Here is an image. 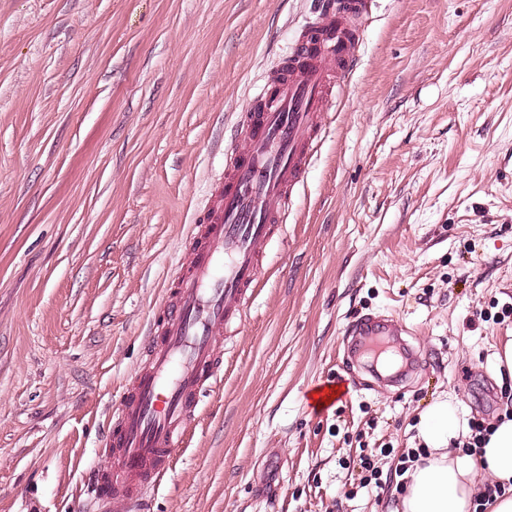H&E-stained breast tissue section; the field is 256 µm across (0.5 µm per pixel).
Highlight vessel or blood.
Segmentation results:
<instances>
[{
    "instance_id": "vessel-or-blood-1",
    "label": "vessel or blood",
    "mask_w": 512,
    "mask_h": 512,
    "mask_svg": "<svg viewBox=\"0 0 512 512\" xmlns=\"http://www.w3.org/2000/svg\"><path fill=\"white\" fill-rule=\"evenodd\" d=\"M371 0L327 5L294 39L238 121L224 153V175L207 195L206 212L185 241L187 262L177 287L153 321L144 358L112 412L108 458L94 469L98 504H139L171 467L173 451L196 420L203 397L224 365V332L240 324L263 260L321 141L337 88L345 87L364 39L356 20ZM355 349L398 355L403 372L413 354L393 337L392 317L364 315L348 327Z\"/></svg>"
}]
</instances>
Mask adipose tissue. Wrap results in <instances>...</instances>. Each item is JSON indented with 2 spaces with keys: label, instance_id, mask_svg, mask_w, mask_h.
Segmentation results:
<instances>
[{
  "label": "adipose tissue",
  "instance_id": "adipose-tissue-1",
  "mask_svg": "<svg viewBox=\"0 0 512 512\" xmlns=\"http://www.w3.org/2000/svg\"><path fill=\"white\" fill-rule=\"evenodd\" d=\"M480 453H466L470 430L451 402L438 400L419 417L427 456L408 473L402 512H472L485 493L484 476L512 482V418L490 423Z\"/></svg>",
  "mask_w": 512,
  "mask_h": 512
}]
</instances>
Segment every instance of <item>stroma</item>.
<instances>
[{"instance_id":"1","label":"stroma","mask_w":512,"mask_h":512,"mask_svg":"<svg viewBox=\"0 0 512 512\" xmlns=\"http://www.w3.org/2000/svg\"><path fill=\"white\" fill-rule=\"evenodd\" d=\"M318 7L0 0V512H99L86 475L236 115ZM265 267L149 512H397L420 413L488 423L512 391V0H373ZM366 313L400 317L409 379L349 347ZM509 338L503 347L494 354L490 367V372L494 378H503L504 371L512 378V337Z\"/></svg>"}]
</instances>
